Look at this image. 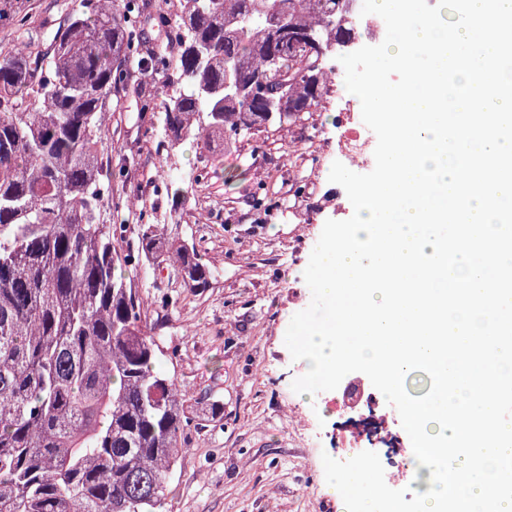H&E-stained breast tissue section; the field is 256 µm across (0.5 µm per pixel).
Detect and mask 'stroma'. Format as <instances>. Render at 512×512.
<instances>
[{"instance_id": "1", "label": "stroma", "mask_w": 512, "mask_h": 512, "mask_svg": "<svg viewBox=\"0 0 512 512\" xmlns=\"http://www.w3.org/2000/svg\"><path fill=\"white\" fill-rule=\"evenodd\" d=\"M79 4L0 0V49L16 41L14 19L26 18L42 38ZM166 94L156 75L139 92L122 95L111 112L112 194L103 217L119 216L128 247L137 246L141 225H163L166 238L193 247L212 271L210 288L199 292L162 268L128 273L143 297H168L159 330L162 365L176 372L203 420L173 474L172 512H340L327 492L322 458L353 457V449L336 448L335 422L349 411V386L368 393L374 387L353 372L335 390L299 395L292 383L303 363L284 343L292 317L311 303L304 271L325 221L352 215L336 207L343 188L330 182V165L313 164L303 150L314 129L335 143L336 101L327 99L283 136L271 130L207 154L187 142L169 153L140 112L142 101L157 107ZM170 181L184 190L180 204L160 190ZM261 185L275 203L267 217L254 204ZM300 206L317 221L297 223Z\"/></svg>"}]
</instances>
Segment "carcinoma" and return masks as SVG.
I'll use <instances>...</instances> for the list:
<instances>
[{
  "label": "carcinoma",
  "mask_w": 512,
  "mask_h": 512,
  "mask_svg": "<svg viewBox=\"0 0 512 512\" xmlns=\"http://www.w3.org/2000/svg\"><path fill=\"white\" fill-rule=\"evenodd\" d=\"M81 0L44 49L24 24L0 50V512H168L188 446L187 394L160 367L155 328L123 271L165 265L192 292L211 271L185 244L102 219L105 118L129 63L175 93L155 116L166 151L285 131L328 98V60L288 34L337 44L358 19L336 0ZM172 36L147 47L149 29ZM276 79L273 116L248 89Z\"/></svg>",
  "instance_id": "1"
}]
</instances>
